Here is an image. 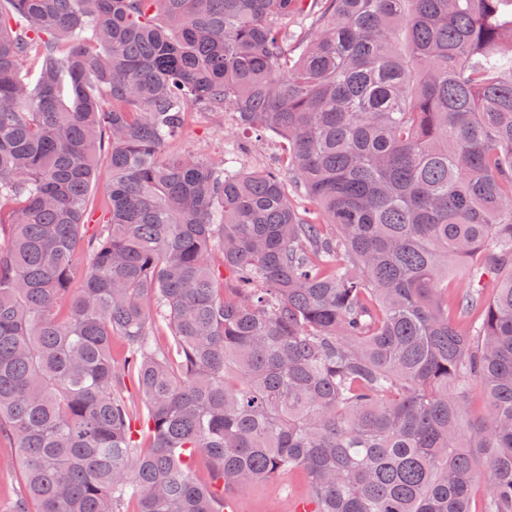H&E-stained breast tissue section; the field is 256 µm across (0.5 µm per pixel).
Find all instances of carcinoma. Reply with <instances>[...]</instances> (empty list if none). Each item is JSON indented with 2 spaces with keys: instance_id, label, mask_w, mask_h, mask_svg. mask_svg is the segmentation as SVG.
I'll list each match as a JSON object with an SVG mask.
<instances>
[{
  "instance_id": "carcinoma-1",
  "label": "carcinoma",
  "mask_w": 512,
  "mask_h": 512,
  "mask_svg": "<svg viewBox=\"0 0 512 512\" xmlns=\"http://www.w3.org/2000/svg\"><path fill=\"white\" fill-rule=\"evenodd\" d=\"M190 105L282 163L165 156ZM0 233L12 512H512V0H0ZM239 168L248 170L273 167L280 159L279 140L267 134L263 143L259 144L252 153L240 155ZM311 487L300 473H281L252 484L238 494L244 512H294L295 502L310 497Z\"/></svg>"
}]
</instances>
